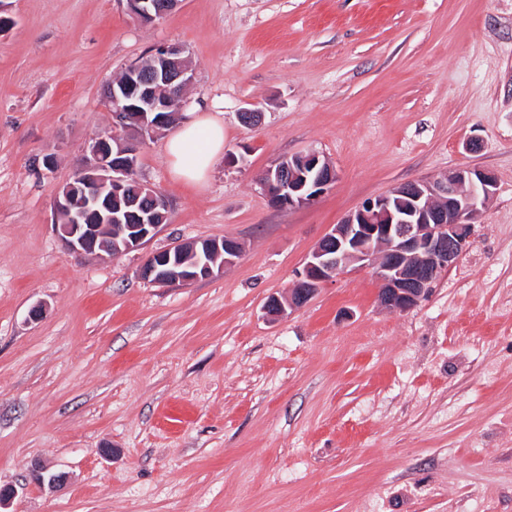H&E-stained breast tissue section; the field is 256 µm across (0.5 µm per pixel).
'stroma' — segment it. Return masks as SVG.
Returning a JSON list of instances; mask_svg holds the SVG:
<instances>
[{
	"instance_id": "stroma-1",
	"label": "stroma",
	"mask_w": 512,
	"mask_h": 512,
	"mask_svg": "<svg viewBox=\"0 0 512 512\" xmlns=\"http://www.w3.org/2000/svg\"><path fill=\"white\" fill-rule=\"evenodd\" d=\"M167 43L193 73L184 112L220 113L223 152L198 187L175 179L168 131L147 139L138 171L168 223L137 251L74 254L57 191L111 127L104 85ZM308 150L335 184L275 208L258 175ZM461 165L496 194L418 306L382 307L367 268L265 313L365 199ZM224 237L242 253L219 275L140 274ZM34 460L67 484L33 486ZM0 487L10 512H512V0H181L148 25L124 0H5Z\"/></svg>"
}]
</instances>
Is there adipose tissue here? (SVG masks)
<instances>
[{"label":"adipose tissue","instance_id":"ef3b65f1","mask_svg":"<svg viewBox=\"0 0 512 512\" xmlns=\"http://www.w3.org/2000/svg\"><path fill=\"white\" fill-rule=\"evenodd\" d=\"M224 146V125L212 114L195 113L166 141L165 153L174 176L187 183H204Z\"/></svg>","mask_w":512,"mask_h":512}]
</instances>
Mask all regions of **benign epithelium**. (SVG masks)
I'll return each mask as SVG.
<instances>
[{
	"label": "benign epithelium",
	"instance_id": "1",
	"mask_svg": "<svg viewBox=\"0 0 512 512\" xmlns=\"http://www.w3.org/2000/svg\"><path fill=\"white\" fill-rule=\"evenodd\" d=\"M130 15L147 24L176 8L179 0H125ZM151 74L141 64L126 66L129 79L117 87L108 84L104 95L112 107V129L135 125L141 136L157 130L166 113L179 112L184 91L193 74L183 49L162 44L153 49ZM137 146L110 132L93 134L75 176L61 188L53 203V230L72 252L126 253L140 249L165 225L168 199L142 185L151 202L142 208L135 201L112 206L137 169ZM336 171L318 152L311 151L277 162L257 178L269 202L279 209L314 203L335 182ZM496 180L486 170L472 166L455 169L443 179L415 180L386 194L366 199L356 210L332 226L307 258L288 292L287 300L272 295L265 303L268 314L305 304L325 283L353 270L371 266L380 282L378 298L389 310L407 311L423 300L433 283L463 252L472 236L474 220L494 198ZM224 251V266L240 256V244L230 238L178 242L151 253L141 267L143 279L163 286H184L223 271L206 257ZM197 260L184 264V253ZM32 481L56 486L63 473H50L39 462L30 466Z\"/></svg>",
	"mask_w": 512,
	"mask_h": 512
}]
</instances>
